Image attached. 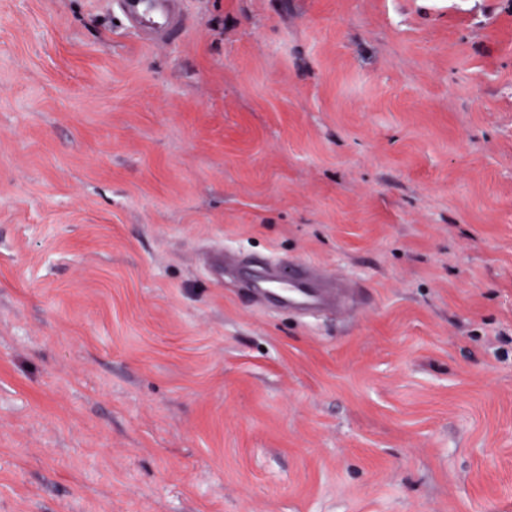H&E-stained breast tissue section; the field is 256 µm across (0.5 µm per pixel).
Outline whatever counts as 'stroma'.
Instances as JSON below:
<instances>
[{"instance_id": "35a3bbf8", "label": "stroma", "mask_w": 512, "mask_h": 512, "mask_svg": "<svg viewBox=\"0 0 512 512\" xmlns=\"http://www.w3.org/2000/svg\"><path fill=\"white\" fill-rule=\"evenodd\" d=\"M0 512H512V0H0ZM116 7L128 26L148 42L168 39L184 20L183 0H107ZM279 266L278 261L269 262L263 275L246 280V288H250L258 298H267L271 284L276 282L275 288H282L277 291L279 301L289 310L297 312L341 313L355 309V289L337 285L333 277L322 274L314 264L289 261L288 281L278 280Z\"/></svg>"}]
</instances>
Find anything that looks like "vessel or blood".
I'll use <instances>...</instances> for the list:
<instances>
[{"mask_svg":"<svg viewBox=\"0 0 512 512\" xmlns=\"http://www.w3.org/2000/svg\"><path fill=\"white\" fill-rule=\"evenodd\" d=\"M128 26L142 40L158 42L169 38L184 20L183 0H112ZM280 282L281 303L289 310L308 313H341L353 311L357 303L355 289L337 285L334 278L319 273L317 267L306 261L288 264V279L280 281L278 262H269L260 276L246 282L259 298L270 295L273 282Z\"/></svg>","mask_w":512,"mask_h":512,"instance_id":"vessel-or-blood-1","label":"vessel or blood"}]
</instances>
